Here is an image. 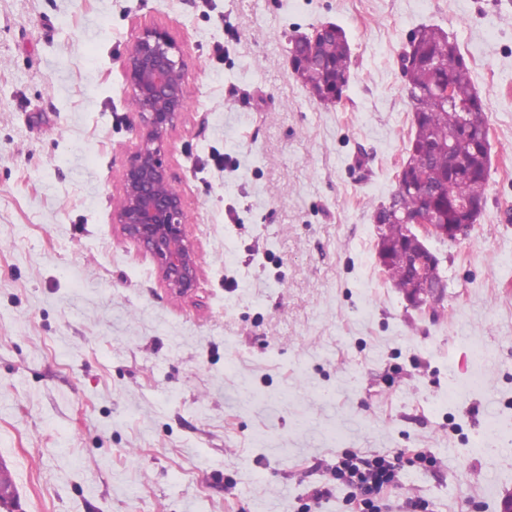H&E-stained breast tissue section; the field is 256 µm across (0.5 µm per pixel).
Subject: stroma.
I'll return each instance as SVG.
<instances>
[{"label":"stroma","mask_w":512,"mask_h":512,"mask_svg":"<svg viewBox=\"0 0 512 512\" xmlns=\"http://www.w3.org/2000/svg\"><path fill=\"white\" fill-rule=\"evenodd\" d=\"M324 22L354 61L335 105L288 57ZM425 24L464 55L492 147L477 224L430 243L432 314L388 281L374 220ZM150 26L186 62L163 156L199 258L186 298L112 222L139 124L122 66ZM510 424L512 0H0V463L20 512H349L348 453L397 461L388 512H503Z\"/></svg>","instance_id":"35a3bbf8"}]
</instances>
